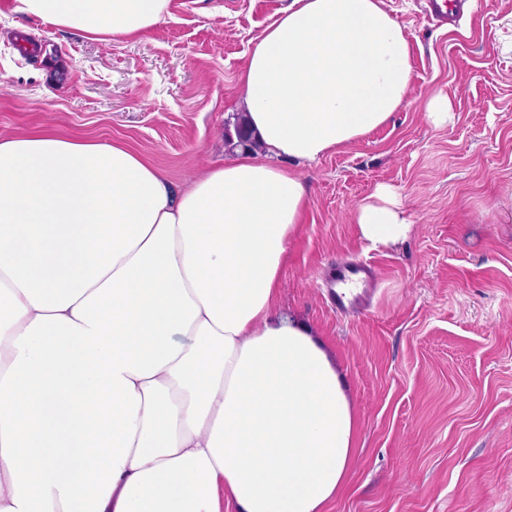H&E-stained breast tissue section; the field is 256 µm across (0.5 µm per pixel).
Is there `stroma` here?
Segmentation results:
<instances>
[{"label": "stroma", "mask_w": 512, "mask_h": 512, "mask_svg": "<svg viewBox=\"0 0 512 512\" xmlns=\"http://www.w3.org/2000/svg\"><path fill=\"white\" fill-rule=\"evenodd\" d=\"M290 0H171L144 35L97 40L0 0V135L121 140L173 188L235 160L224 126L254 44ZM410 43L412 86L390 119L312 162L278 306L336 357L358 422L327 512H512V0H471L460 25L383 0ZM448 97L434 125L427 102ZM393 191L408 237L372 247L353 213ZM379 271L369 309L339 313L318 276Z\"/></svg>", "instance_id": "stroma-1"}]
</instances>
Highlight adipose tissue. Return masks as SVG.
<instances>
[{"mask_svg":"<svg viewBox=\"0 0 512 512\" xmlns=\"http://www.w3.org/2000/svg\"><path fill=\"white\" fill-rule=\"evenodd\" d=\"M169 0H14L121 40ZM412 85L382 0H291L239 76L269 157L179 190L121 141L0 137V512H325L357 425L336 362L277 307L307 205L271 156L313 161ZM383 189L354 218L411 230Z\"/></svg>","mask_w":512,"mask_h":512,"instance_id":"ef3b65f1","label":"adipose tissue"}]
</instances>
